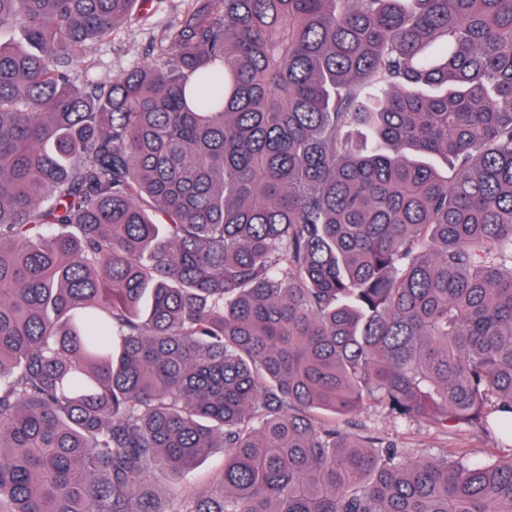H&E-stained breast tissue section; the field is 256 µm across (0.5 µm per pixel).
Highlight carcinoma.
Segmentation results:
<instances>
[{"instance_id": "cac0c4a2", "label": "carcinoma", "mask_w": 512, "mask_h": 512, "mask_svg": "<svg viewBox=\"0 0 512 512\" xmlns=\"http://www.w3.org/2000/svg\"><path fill=\"white\" fill-rule=\"evenodd\" d=\"M141 2L0 0V512H512L349 420L512 427V0ZM189 0H148L146 10L136 24H119L108 41L90 50L93 65L78 75L93 81H106L132 68L152 62L160 50L168 49L161 38L165 29L175 25L188 7ZM223 463L224 449L213 448L207 457L185 471L178 481L181 485L191 487L197 492L205 491L210 486L213 475L221 470Z\"/></svg>"}]
</instances>
